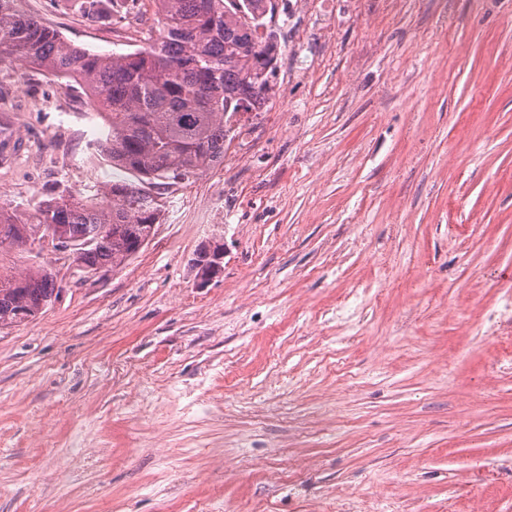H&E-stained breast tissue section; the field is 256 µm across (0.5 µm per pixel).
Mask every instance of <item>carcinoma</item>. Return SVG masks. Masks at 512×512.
Segmentation results:
<instances>
[{"mask_svg":"<svg viewBox=\"0 0 512 512\" xmlns=\"http://www.w3.org/2000/svg\"><path fill=\"white\" fill-rule=\"evenodd\" d=\"M157 39L147 48L101 54L66 40L38 17L0 0V56L37 67L82 90L104 121L94 146L150 188L114 182L106 206L50 189L33 213L0 207V245L25 249L44 224L72 240L94 239L75 261L116 269L160 219L151 189L190 182L224 162L226 118L251 111L270 90L279 45L261 35L271 0H152ZM61 292L40 265L22 273L0 263V328L31 320Z\"/></svg>","mask_w":512,"mask_h":512,"instance_id":"cac0c4a2","label":"carcinoma"}]
</instances>
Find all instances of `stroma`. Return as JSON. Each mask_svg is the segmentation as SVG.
I'll return each instance as SVG.
<instances>
[{
  "label": "stroma",
  "mask_w": 512,
  "mask_h": 512,
  "mask_svg": "<svg viewBox=\"0 0 512 512\" xmlns=\"http://www.w3.org/2000/svg\"><path fill=\"white\" fill-rule=\"evenodd\" d=\"M280 112L153 239L0 328V512H512V0H291ZM75 45L138 29L17 0ZM0 205L129 179L81 92L0 57ZM223 272L191 265L210 237Z\"/></svg>",
  "instance_id": "stroma-1"
}]
</instances>
